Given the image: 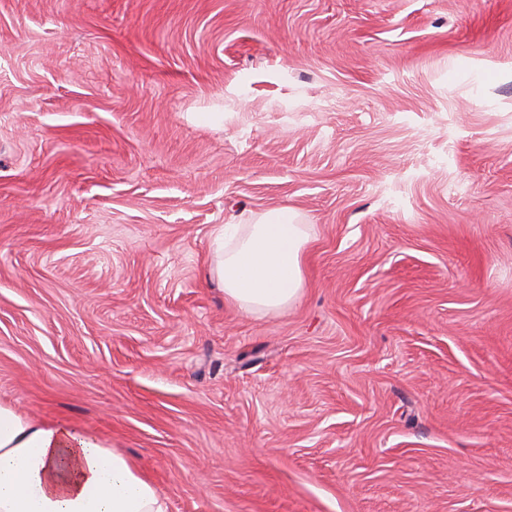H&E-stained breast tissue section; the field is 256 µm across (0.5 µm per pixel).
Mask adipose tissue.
Here are the masks:
<instances>
[{
  "label": "adipose tissue",
  "mask_w": 512,
  "mask_h": 512,
  "mask_svg": "<svg viewBox=\"0 0 512 512\" xmlns=\"http://www.w3.org/2000/svg\"><path fill=\"white\" fill-rule=\"evenodd\" d=\"M310 225L278 207L213 234L210 273L247 315L280 313L303 293ZM0 512H168L122 453L68 422H38L0 403Z\"/></svg>",
  "instance_id": "1"
}]
</instances>
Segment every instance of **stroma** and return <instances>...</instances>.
Segmentation results:
<instances>
[{
    "instance_id": "obj_1",
    "label": "stroma",
    "mask_w": 512,
    "mask_h": 512,
    "mask_svg": "<svg viewBox=\"0 0 512 512\" xmlns=\"http://www.w3.org/2000/svg\"><path fill=\"white\" fill-rule=\"evenodd\" d=\"M0 401L169 512H512V0H0ZM278 207L249 224H224L213 234L210 274L224 288V300L246 315L280 313L303 293L305 250L311 225Z\"/></svg>"
}]
</instances>
